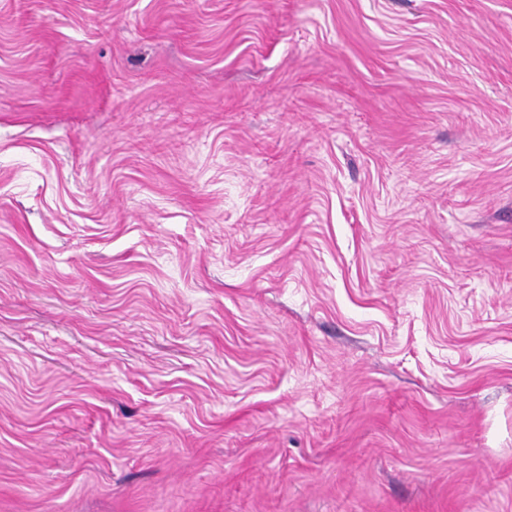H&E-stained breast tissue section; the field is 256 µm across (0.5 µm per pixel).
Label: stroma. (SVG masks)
Returning <instances> with one entry per match:
<instances>
[{
  "label": "stroma",
  "mask_w": 512,
  "mask_h": 512,
  "mask_svg": "<svg viewBox=\"0 0 512 512\" xmlns=\"http://www.w3.org/2000/svg\"><path fill=\"white\" fill-rule=\"evenodd\" d=\"M0 512H512V0H0Z\"/></svg>",
  "instance_id": "35a3bbf8"
}]
</instances>
